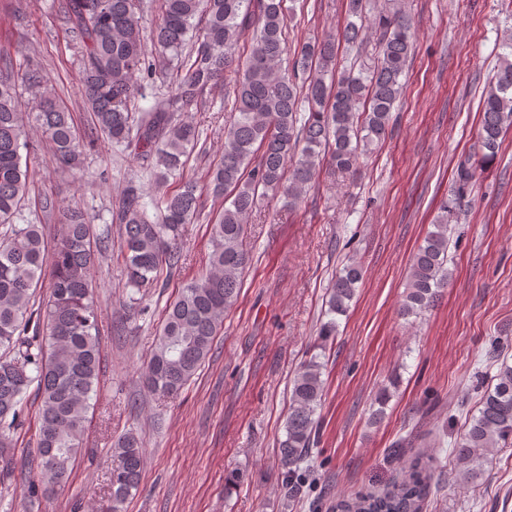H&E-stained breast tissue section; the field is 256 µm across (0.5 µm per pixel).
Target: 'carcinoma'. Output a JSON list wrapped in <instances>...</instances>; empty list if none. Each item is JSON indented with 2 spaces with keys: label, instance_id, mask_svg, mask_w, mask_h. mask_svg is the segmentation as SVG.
<instances>
[{
  "label": "carcinoma",
  "instance_id": "1",
  "mask_svg": "<svg viewBox=\"0 0 512 512\" xmlns=\"http://www.w3.org/2000/svg\"><path fill=\"white\" fill-rule=\"evenodd\" d=\"M295 0H160L151 43L144 41L145 0H62L61 9L83 50L80 82L92 112L86 143L76 137L72 115L41 66L23 74L36 92L31 107L19 101L16 80L0 68V485L13 478L9 434L21 424L30 387L40 398L36 452L30 463L34 498L56 494L66 484L80 453L87 413L95 395L101 348L92 271L112 248V225H119L129 299L137 300L171 276L180 262L183 225L202 208L201 192L190 179L152 195L127 182L112 210V223L93 224L76 202L62 208V233L53 250L49 298L35 305L48 241L40 225L25 218L22 203L33 181L31 140L49 147L63 171L82 164L83 149L100 140L131 148L142 171L165 184L198 146L202 132L180 117L206 104V93L224 88L233 121L224 128L222 155L210 168L208 188L230 200L212 224L209 269L186 283L165 308L145 372L148 391L169 396L180 391L212 348L224 313L232 308L252 261L244 246L246 224L259 197L268 193L300 203L320 170L353 175L361 152L379 144L392 128L413 47L412 19L399 4L348 0L342 38L363 48L373 37V66L353 63L336 72V38L300 40L288 67L286 29ZM249 44L245 58L236 49ZM481 102L478 152L461 162L451 199L445 200L433 230L414 255L400 313L420 316L432 308L452 273L449 227L467 207L463 191L475 170L492 161L512 129V37ZM167 86L148 107L135 104L141 80ZM363 279L361 265L348 260L330 282L326 320L319 335L338 333ZM322 355L305 360L290 388L279 461L288 485L299 491L301 464L317 444L318 410L324 396ZM512 445V365L503 362L496 383L481 396L463 432L454 440L455 474L431 475L433 459L408 460L404 477L378 494L336 502V512H423L431 480L459 487L481 481L489 456ZM110 512H123L140 488L144 452L131 433L112 448Z\"/></svg>",
  "mask_w": 512,
  "mask_h": 512
}]
</instances>
